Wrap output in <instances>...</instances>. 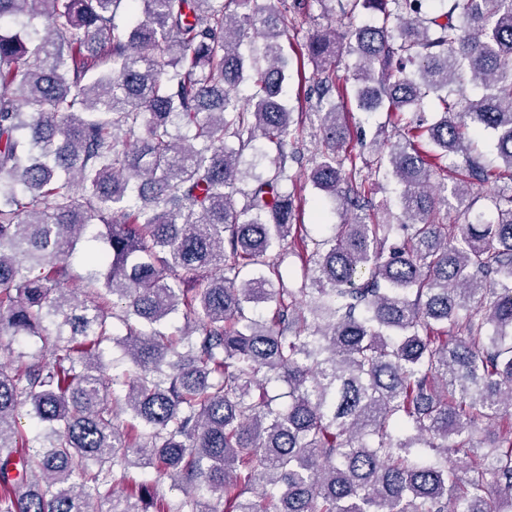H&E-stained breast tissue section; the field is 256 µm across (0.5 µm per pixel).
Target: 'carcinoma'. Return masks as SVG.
<instances>
[{"instance_id":"carcinoma-1","label":"carcinoma","mask_w":512,"mask_h":512,"mask_svg":"<svg viewBox=\"0 0 512 512\" xmlns=\"http://www.w3.org/2000/svg\"><path fill=\"white\" fill-rule=\"evenodd\" d=\"M307 6L0 0V338L41 342L0 361V512H512V186L488 222L437 217L512 177V0H346L344 33L305 44L310 181L346 211L308 242L281 46ZM345 53L357 106L401 127L369 143L403 187L400 239L343 151ZM90 232L104 248L64 289ZM132 469L139 494L117 491Z\"/></svg>"}]
</instances>
